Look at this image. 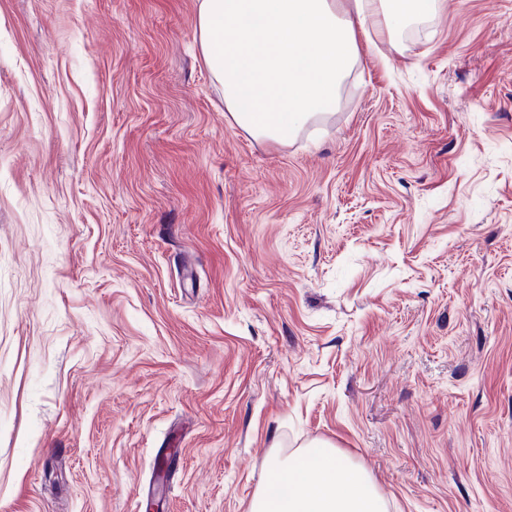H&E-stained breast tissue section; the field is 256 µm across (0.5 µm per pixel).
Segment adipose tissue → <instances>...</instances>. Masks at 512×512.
<instances>
[{"label": "adipose tissue", "instance_id": "obj_1", "mask_svg": "<svg viewBox=\"0 0 512 512\" xmlns=\"http://www.w3.org/2000/svg\"><path fill=\"white\" fill-rule=\"evenodd\" d=\"M434 8L435 0H200L198 39L234 122L283 141L335 105L358 33L392 34ZM267 477L290 494L256 495L250 512H385L367 474L324 442L272 460Z\"/></svg>", "mask_w": 512, "mask_h": 512}]
</instances>
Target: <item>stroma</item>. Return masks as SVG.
I'll return each mask as SVG.
<instances>
[{
	"label": "stroma",
	"mask_w": 512,
	"mask_h": 512,
	"mask_svg": "<svg viewBox=\"0 0 512 512\" xmlns=\"http://www.w3.org/2000/svg\"><path fill=\"white\" fill-rule=\"evenodd\" d=\"M199 0H0V512H249L331 443L512 512V0L370 33L282 142Z\"/></svg>",
	"instance_id": "1"
}]
</instances>
